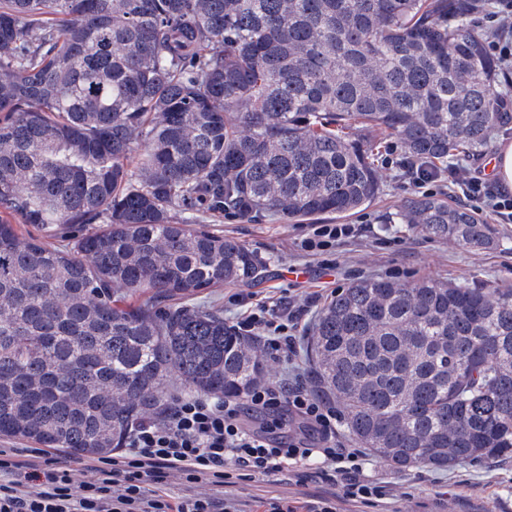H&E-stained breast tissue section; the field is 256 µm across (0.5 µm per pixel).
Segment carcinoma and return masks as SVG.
Returning a JSON list of instances; mask_svg holds the SVG:
<instances>
[{"label": "carcinoma", "instance_id": "cac0c4a2", "mask_svg": "<svg viewBox=\"0 0 512 512\" xmlns=\"http://www.w3.org/2000/svg\"><path fill=\"white\" fill-rule=\"evenodd\" d=\"M480 7L0 0V434L108 453L174 373L227 397L267 379L251 340L191 304L263 264L197 217L368 208L380 144L361 131L432 170L488 151L512 112ZM399 218L492 243L434 196ZM310 347L352 435L395 467L512 457V289L360 280Z\"/></svg>", "mask_w": 512, "mask_h": 512}]
</instances>
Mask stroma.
<instances>
[{
    "instance_id": "stroma-1",
    "label": "stroma",
    "mask_w": 512,
    "mask_h": 512,
    "mask_svg": "<svg viewBox=\"0 0 512 512\" xmlns=\"http://www.w3.org/2000/svg\"><path fill=\"white\" fill-rule=\"evenodd\" d=\"M383 190L370 207L351 216L364 225L361 237L336 248L337 270L323 269L320 259L300 253L297 243L308 223L286 224L250 221L225 215L220 229L252 251L265 265L262 278L250 285L229 284L200 294L197 303L222 310L234 323L241 308L235 297L253 293L255 298L283 296L302 299L306 290L332 295L350 283L368 278H395L407 284L433 279L451 286L512 288V224L497 223L481 212L493 229L494 243L474 248L440 238L394 215L410 197L422 195L410 174L398 166H382ZM368 468L391 482L388 499L376 506L342 499L340 485L326 481L317 469H308L303 480H277L256 476L227 487V496L240 503L271 497L308 499L318 495L336 499L337 512H512V457L481 458L443 469L430 466L398 470L380 455H371Z\"/></svg>"
}]
</instances>
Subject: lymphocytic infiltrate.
I'll return each instance as SVG.
<instances>
[{"label":"lymphocytic infiltrate","mask_w":512,"mask_h":512,"mask_svg":"<svg viewBox=\"0 0 512 512\" xmlns=\"http://www.w3.org/2000/svg\"><path fill=\"white\" fill-rule=\"evenodd\" d=\"M488 18L494 34L488 54L512 69V0H493ZM417 185L458 189L465 202L481 204L501 223H512V192L492 187L477 174L463 176L456 167L446 174L429 173L403 159ZM359 224H316L299 243L307 256L335 266L339 242L361 235ZM244 305L236 330L262 342L275 357L290 359L296 351L295 333L305 308L286 301ZM302 420L307 438L283 437L284 415ZM343 415L323 389H308L296 377L260 383L243 397L190 395L135 422L124 437L125 452L115 458L79 461L30 449L21 459L0 450V512H242L238 500L224 487L236 480L278 474L299 475L311 459H320L323 477L340 484L345 499L376 503L387 499L384 476L365 472L366 454L349 447L341 435ZM86 480H77V472ZM204 484L210 491L175 496L171 478Z\"/></svg>","instance_id":"f902f5d3"}]
</instances>
